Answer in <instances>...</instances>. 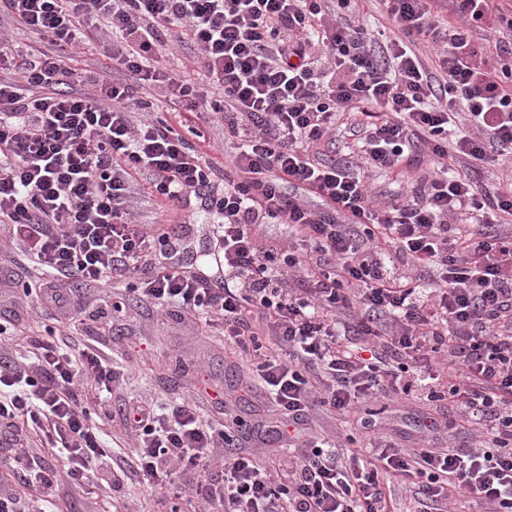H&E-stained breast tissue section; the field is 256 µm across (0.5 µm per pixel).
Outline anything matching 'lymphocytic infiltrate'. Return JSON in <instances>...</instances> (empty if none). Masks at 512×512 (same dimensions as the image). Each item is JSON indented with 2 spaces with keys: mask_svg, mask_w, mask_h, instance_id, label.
<instances>
[{
  "mask_svg": "<svg viewBox=\"0 0 512 512\" xmlns=\"http://www.w3.org/2000/svg\"><path fill=\"white\" fill-rule=\"evenodd\" d=\"M354 2L0 0V18L40 42L0 33V225L38 272L31 288L122 283L221 331L293 449L225 454L234 432L183 398L164 414L129 408L130 454L110 465L81 394L106 402L124 371L96 318L61 296L88 342L0 359V431L15 432L4 467L38 492H0V512H49L61 476L81 485L106 465L111 487L159 493L165 512H398L403 498L415 512H512V173L482 189L460 169L512 160V13L448 0L445 19L437 0H380L393 36L379 55ZM184 43L199 82L166 64ZM96 47L108 64L75 65ZM217 117L228 178L201 152ZM341 133L355 139L347 158L320 160L314 147ZM420 159L432 174L376 198L371 172ZM141 182L164 206L208 196L219 287L170 262L173 230L135 224ZM403 400L448 413L410 449L379 427ZM362 406L370 456L307 426Z\"/></svg>",
  "mask_w": 512,
  "mask_h": 512,
  "instance_id": "f902f5d3",
  "label": "lymphocytic infiltrate"
}]
</instances>
